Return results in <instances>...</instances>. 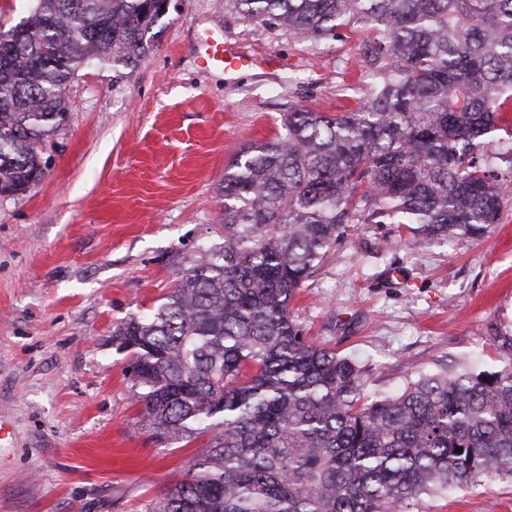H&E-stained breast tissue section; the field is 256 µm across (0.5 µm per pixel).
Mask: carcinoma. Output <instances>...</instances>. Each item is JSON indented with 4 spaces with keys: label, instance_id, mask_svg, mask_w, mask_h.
I'll list each match as a JSON object with an SVG mask.
<instances>
[{
    "label": "carcinoma",
    "instance_id": "obj_1",
    "mask_svg": "<svg viewBox=\"0 0 512 512\" xmlns=\"http://www.w3.org/2000/svg\"><path fill=\"white\" fill-rule=\"evenodd\" d=\"M297 40L367 33L372 72L336 115L288 105L282 133L224 174V235L163 301L115 331L161 443L212 431L187 478L146 512H405L483 475L512 477V353L498 369L426 374L368 399L362 371L302 336L297 291L357 224L407 243L479 239L512 183V0H225ZM160 0H37L35 39L0 40V196L44 174L76 71L120 74L154 46ZM462 448L456 453V448Z\"/></svg>",
    "mask_w": 512,
    "mask_h": 512
}]
</instances>
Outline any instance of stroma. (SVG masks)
I'll list each match as a JSON object with an SVG mask.
<instances>
[{
    "mask_svg": "<svg viewBox=\"0 0 512 512\" xmlns=\"http://www.w3.org/2000/svg\"><path fill=\"white\" fill-rule=\"evenodd\" d=\"M135 70L81 69L49 168L0 196V512H144L185 479L206 436L174 448L135 422L114 332L162 301L219 240L224 171L280 133L289 102L330 114L367 84L364 33L313 43L224 10L173 0ZM228 43L237 77L206 56ZM303 336L353 357L370 397L468 364L490 370L512 336V196L479 239L409 248L361 224L291 304ZM421 512H512V478L425 499Z\"/></svg>",
    "mask_w": 512,
    "mask_h": 512,
    "instance_id": "35a3bbf8",
    "label": "stroma"
}]
</instances>
